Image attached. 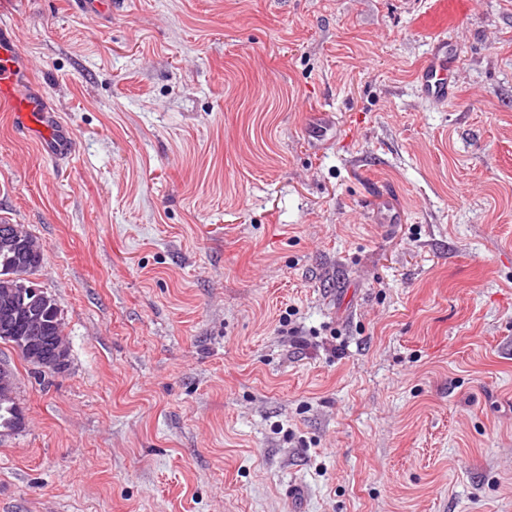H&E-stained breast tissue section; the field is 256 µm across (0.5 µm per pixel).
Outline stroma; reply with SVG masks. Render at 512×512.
I'll list each match as a JSON object with an SVG mask.
<instances>
[{"mask_svg": "<svg viewBox=\"0 0 512 512\" xmlns=\"http://www.w3.org/2000/svg\"><path fill=\"white\" fill-rule=\"evenodd\" d=\"M0 38L75 134L56 169L0 108L69 346L0 341V512H512V0H0ZM456 70L454 55L448 54V45L438 43L418 73L425 94L434 99H448L454 88L449 74ZM16 395V378L14 372L7 365H0V429H8V424L13 417V408L3 404H13ZM0 430V431H1Z\"/></svg>", "mask_w": 512, "mask_h": 512, "instance_id": "35a3bbf8", "label": "stroma"}]
</instances>
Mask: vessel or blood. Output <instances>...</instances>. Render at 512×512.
Wrapping results in <instances>:
<instances>
[{
	"label": "vessel or blood",
	"instance_id": "vessel-or-blood-1",
	"mask_svg": "<svg viewBox=\"0 0 512 512\" xmlns=\"http://www.w3.org/2000/svg\"><path fill=\"white\" fill-rule=\"evenodd\" d=\"M20 58L16 47L0 44V104L10 105L14 123L38 141L46 159L53 162L62 160L71 152L72 134L44 109L38 97L19 96L18 87L22 81ZM455 68V59L449 55L447 46L436 45L418 73L425 94L434 99H446L454 88L450 74Z\"/></svg>",
	"mask_w": 512,
	"mask_h": 512
}]
</instances>
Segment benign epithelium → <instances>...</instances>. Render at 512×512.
<instances>
[{"mask_svg":"<svg viewBox=\"0 0 512 512\" xmlns=\"http://www.w3.org/2000/svg\"><path fill=\"white\" fill-rule=\"evenodd\" d=\"M27 230L19 224L0 225V241L23 256L30 251ZM48 305L44 290L34 286L3 289V310L0 311V337L24 354L41 372L61 374L68 363L67 346L46 336L43 310ZM16 378L12 369L0 365V403H15Z\"/></svg>","mask_w":512,"mask_h":512,"instance_id":"obj_1","label":"benign epithelium"}]
</instances>
